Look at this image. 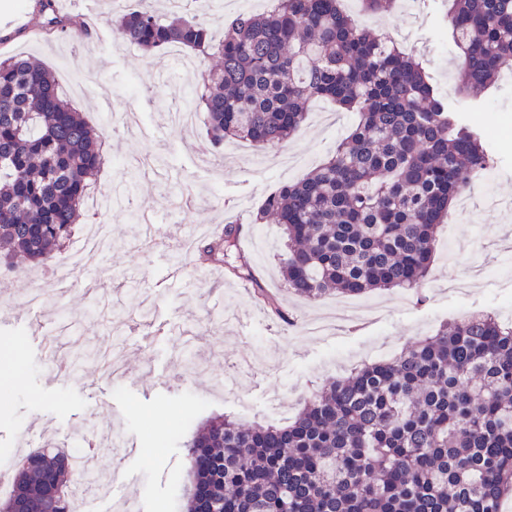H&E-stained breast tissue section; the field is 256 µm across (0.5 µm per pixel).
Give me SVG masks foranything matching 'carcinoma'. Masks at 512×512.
Segmentation results:
<instances>
[{
  "label": "carcinoma",
  "instance_id": "1",
  "mask_svg": "<svg viewBox=\"0 0 512 512\" xmlns=\"http://www.w3.org/2000/svg\"><path fill=\"white\" fill-rule=\"evenodd\" d=\"M57 0H37L32 28L64 32L80 21ZM390 15L397 0H362ZM128 0L111 20L115 42L153 51L178 45L218 58L182 100L206 112V136L277 146L322 98L358 114L330 158L273 189L254 223L284 226L281 268L304 298L422 287L437 231L469 177L491 155L448 109L423 63L339 0H271L261 13L208 27ZM461 65L459 91L474 97L512 68V0H448ZM89 125L57 79L26 56L0 60V258L45 265L70 240L102 165ZM230 228L199 253L223 258ZM192 486L184 512H501L512 496V319L465 315L387 360L365 365L304 399L285 427H242L214 417L186 442ZM3 503L67 512L75 470L54 447L28 455ZM49 481L53 496L29 487Z\"/></svg>",
  "mask_w": 512,
  "mask_h": 512
}]
</instances>
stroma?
Segmentation results:
<instances>
[{
  "label": "stroma",
  "instance_id": "35a3bbf8",
  "mask_svg": "<svg viewBox=\"0 0 512 512\" xmlns=\"http://www.w3.org/2000/svg\"><path fill=\"white\" fill-rule=\"evenodd\" d=\"M420 7L417 15L371 23L420 38L417 52L449 109L486 142L493 177L468 210L440 227L420 295L408 302L399 289L358 296L365 317L359 323L338 319L337 297L309 300L289 291L277 256L285 242L281 225L251 221L275 187L326 159L357 124L356 113L317 99L284 146L243 142L219 157L203 122L177 132L168 126L169 112L210 68V58L198 57V71L183 75L167 50L117 45L105 20L110 0H64V11L94 16L97 29L78 25L59 37L21 34L24 8L0 0V59L22 54L41 62L84 118L106 131V163L92 190H110L145 157L163 159L136 187L137 204L154 219L150 235L135 237L124 209L98 216L82 210L80 226L96 221L112 230V250L95 268L97 290L75 276L68 291H59L51 267L29 275L0 271V349L15 344L23 355L18 370L0 373L10 390L0 409V466L16 471L39 440L73 444L83 427L113 420L130 448L100 450V469L115 473L123 496L137 498L141 512H183L185 444L209 418L284 426L313 389L354 365L400 353L451 317L469 310L512 317V213L487 203L512 198V79L500 78L477 99L460 96L446 0H422ZM230 222L253 280L199 260L187 245V228ZM260 289L277 298L283 318L256 302ZM46 342L75 360L71 373L58 376L44 360ZM112 346L123 361L116 379L100 377L86 362L89 348Z\"/></svg>",
  "mask_w": 512,
  "mask_h": 512
}]
</instances>
